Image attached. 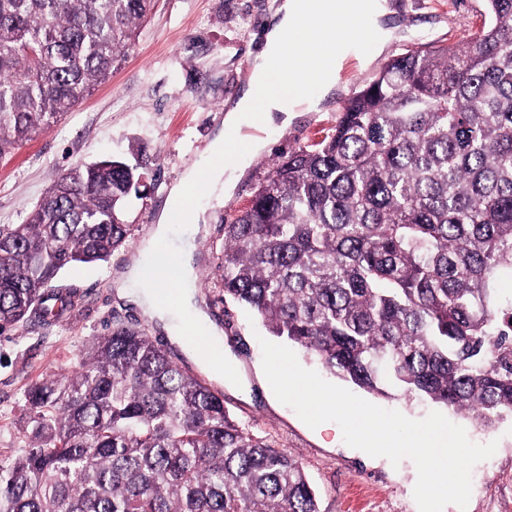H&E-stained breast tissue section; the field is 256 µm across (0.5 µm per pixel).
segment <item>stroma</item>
I'll list each match as a JSON object with an SVG mask.
<instances>
[{"label":"stroma","mask_w":512,"mask_h":512,"mask_svg":"<svg viewBox=\"0 0 512 512\" xmlns=\"http://www.w3.org/2000/svg\"><path fill=\"white\" fill-rule=\"evenodd\" d=\"M274 7L275 0H154L133 49L111 76L74 112L0 160V225L23 223L61 170L77 163L120 156L139 168L146 184L126 212L128 246L105 263L66 270L54 282V289L71 294L73 308L55 321L36 317L0 336V459L15 457L25 445L27 388L71 374L86 342L105 334L113 321L139 325L158 343L168 344L167 332L139 305V284L123 297L114 284L134 254L150 261L139 248L153 237L160 211L184 171L212 164L208 146L222 126L225 104L249 88L252 54ZM387 7L378 26L391 37L382 51L367 59L349 56L319 111L302 113L288 127L266 129V149L234 171L231 195L203 187L192 203L203 220L196 224L180 215L170 222L166 239L167 247L192 251L195 277L188 287L237 360L220 378L191 364L184 352H177L178 362L222 392L225 406L243 425L271 434L279 449L303 464L321 512H419L413 496L416 466L409 459L395 466L348 446L337 423L309 428L276 399L256 338L263 325L249 309L222 300V225L248 204L277 156L320 140L335 125L343 102L390 58L425 43L468 40L487 18L486 0H387ZM447 418L474 443L497 444L491 458L473 467L463 512H512V417L491 428L453 412Z\"/></svg>","instance_id":"obj_1"}]
</instances>
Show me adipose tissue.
Returning a JSON list of instances; mask_svg holds the SVG:
<instances>
[{
  "mask_svg": "<svg viewBox=\"0 0 512 512\" xmlns=\"http://www.w3.org/2000/svg\"><path fill=\"white\" fill-rule=\"evenodd\" d=\"M363 9L361 0H281L254 56L250 89L227 106L225 127H239L252 112L257 113L259 123L288 125L306 97L303 83L307 80L315 83L319 96L329 95L336 86V73L359 34ZM180 303L191 310L197 323L205 325L207 346H198L174 325L159 294H145L141 307L196 362L223 375L231 354L224 346L222 332L208 323L191 292H181Z\"/></svg>",
  "mask_w": 512,
  "mask_h": 512,
  "instance_id": "obj_1",
  "label": "adipose tissue"
}]
</instances>
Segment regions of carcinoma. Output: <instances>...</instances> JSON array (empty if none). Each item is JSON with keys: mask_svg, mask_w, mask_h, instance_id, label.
Segmentation results:
<instances>
[{"mask_svg": "<svg viewBox=\"0 0 512 512\" xmlns=\"http://www.w3.org/2000/svg\"><path fill=\"white\" fill-rule=\"evenodd\" d=\"M153 0H0V159L112 74ZM469 41L390 59L224 225V299L365 392L483 426L512 414V0ZM141 174L61 172L0 226V335L67 267L127 244ZM0 512H320L301 464L145 330L116 320L27 389Z\"/></svg>", "mask_w": 512, "mask_h": 512, "instance_id": "carcinoma-1", "label": "carcinoma"}]
</instances>
